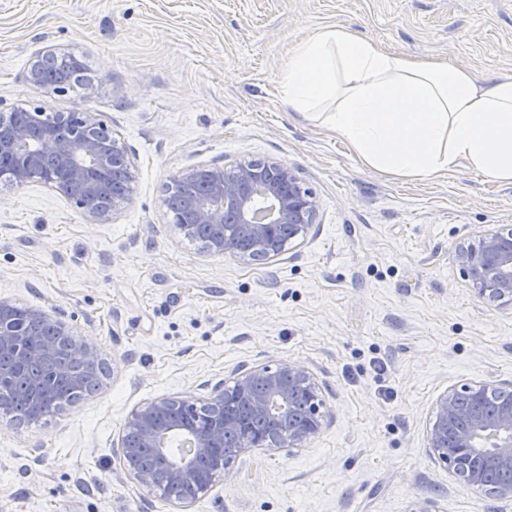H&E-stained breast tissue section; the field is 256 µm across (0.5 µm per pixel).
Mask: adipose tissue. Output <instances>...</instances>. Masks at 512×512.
<instances>
[{"instance_id":"ef3b65f1","label":"adipose tissue","mask_w":512,"mask_h":512,"mask_svg":"<svg viewBox=\"0 0 512 512\" xmlns=\"http://www.w3.org/2000/svg\"><path fill=\"white\" fill-rule=\"evenodd\" d=\"M279 82L294 112L322 120L376 171L423 179L462 162L512 183V79L480 82L332 26L296 44Z\"/></svg>"}]
</instances>
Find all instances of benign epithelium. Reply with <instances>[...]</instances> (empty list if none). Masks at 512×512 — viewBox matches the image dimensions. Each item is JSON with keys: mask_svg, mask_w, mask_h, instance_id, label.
I'll return each mask as SVG.
<instances>
[{"mask_svg": "<svg viewBox=\"0 0 512 512\" xmlns=\"http://www.w3.org/2000/svg\"><path fill=\"white\" fill-rule=\"evenodd\" d=\"M52 61L37 53L29 68L28 82L50 86L46 72ZM23 121L15 113H0V154L14 159L11 180L17 186L39 182L59 191L92 223L107 224L128 201L130 193L112 196V205L95 207L92 201L100 183L111 171L124 174L131 183L130 159L126 144L112 136L107 125L90 112H53L42 109L26 112ZM186 194L185 202L194 213V223L179 224L187 235L199 224L213 228L210 252L222 256L227 248L224 225L232 224L241 239L236 256L254 260L266 254L267 242L282 223L288 224L277 255L286 247L305 240L315 228L319 200L305 188L293 168L282 161L251 160L218 166L198 163L178 171L173 178ZM455 262L471 289L481 299L512 303V227L487 230L468 245L455 251ZM15 303L0 298V359L14 365H28L38 359L50 362L41 378L49 389L55 381L79 384L96 368L98 354L75 338L71 326L40 310L32 319L52 325L54 338L35 342L13 321ZM65 351L80 361L82 371L56 360ZM310 391L306 422L288 430V437L272 431L252 440L249 448H302L316 440L324 426L322 403L313 374L303 363L290 361L272 370L255 366L242 373L231 387L216 386L203 405L187 399L160 397L134 407L126 417L125 431L136 436L137 444L120 443V458L128 475L149 493L161 491L156 476L133 465L139 449L151 448L162 461L166 480L182 485L181 510L213 486L214 476L200 474L196 460L211 457L213 472L227 469L232 456L241 449H224V439L238 433L242 422L228 410L241 398L254 411L277 422L293 410L297 392ZM427 444L466 486L481 488L482 472L464 466L470 457H488L502 469L512 470V384L498 386L483 382L448 388L436 400L429 420Z\"/></svg>", "mask_w": 512, "mask_h": 512, "instance_id": "obj_1", "label": "benign epithelium"}]
</instances>
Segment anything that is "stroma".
Segmentation results:
<instances>
[{"instance_id": "1", "label": "stroma", "mask_w": 512, "mask_h": 512, "mask_svg": "<svg viewBox=\"0 0 512 512\" xmlns=\"http://www.w3.org/2000/svg\"><path fill=\"white\" fill-rule=\"evenodd\" d=\"M341 25L386 52L512 78V0H0V113L91 112L128 147L129 203L92 224L60 193L0 180V297L73 327L101 388L35 425L0 418V512H177L118 454L161 395L207 398L239 369L305 364L331 418L300 449L248 448L188 512H512L427 446L436 398L512 382V308L480 302L458 246L512 225V184L456 168L426 180L367 167L289 107L293 46ZM83 63L80 89L29 83L33 54ZM294 168L319 229L248 261L189 243L164 204L188 166Z\"/></svg>"}]
</instances>
